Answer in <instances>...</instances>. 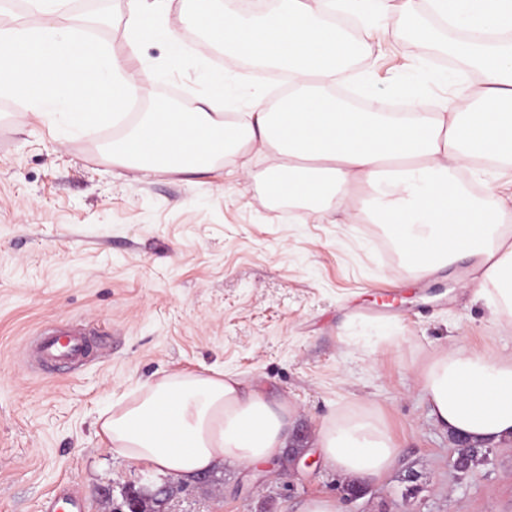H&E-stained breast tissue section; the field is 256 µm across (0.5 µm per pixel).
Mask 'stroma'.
<instances>
[{
	"mask_svg": "<svg viewBox=\"0 0 512 512\" xmlns=\"http://www.w3.org/2000/svg\"><path fill=\"white\" fill-rule=\"evenodd\" d=\"M353 73L392 101L419 70L421 50L353 24ZM166 63L139 104L177 88L194 109L206 94L201 50ZM121 132L92 126L67 138L29 103L0 97V512H46L63 491L89 512H128L130 491L170 484L173 512H298L310 498L338 512H512V439L454 468L455 444L427 417L417 375L456 345L512 352V323L457 288L456 272L413 279L382 229L329 210L292 224L262 181L232 156L203 174L139 172L112 163ZM79 322L104 337L80 370L43 374L28 343ZM378 327L377 335L365 333ZM232 372L287 401L305 461L224 467L170 481L115 457L98 428L113 400L172 374ZM372 412L397 447L392 468L348 495L355 480L328 468L312 443L326 417Z\"/></svg>",
	"mask_w": 512,
	"mask_h": 512,
	"instance_id": "35a3bbf8",
	"label": "stroma"
}]
</instances>
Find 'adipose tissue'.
I'll use <instances>...</instances> for the list:
<instances>
[{
	"label": "adipose tissue",
	"instance_id": "obj_1",
	"mask_svg": "<svg viewBox=\"0 0 512 512\" xmlns=\"http://www.w3.org/2000/svg\"><path fill=\"white\" fill-rule=\"evenodd\" d=\"M180 2L183 28L164 16ZM427 2L434 23L410 31L421 48L439 45L479 69L482 86L444 70L438 80L452 97L441 110L420 108L399 119L349 106L334 87L355 44L327 15L368 22L385 18L387 0H278L272 18L238 12L223 0H127L126 59L89 47V35L65 0H29L28 20L0 30V95L25 99L47 122L63 120L69 135L119 121L150 67L138 60L149 40L164 42L170 59L189 34L204 35L231 59L248 58L287 70L288 102L270 111L255 93L245 112L220 71L207 70L210 92L187 112L169 100L112 141V159L138 171L202 173L228 155L265 156L255 174L270 194H288L295 224L335 207L350 221L383 225L414 276L465 266L463 289L496 297V313L512 321V191L483 184L468 191L460 171L482 160L512 167V0H401L415 18ZM468 104L467 111L456 108ZM429 416L441 429L478 446L512 438V354L451 348L418 374ZM287 402H271L236 375L174 374L121 396L105 412L101 431L113 453L175 479L224 465L278 460L292 438ZM315 445L331 469L363 480L382 477L395 444L368 414L329 416Z\"/></svg>",
	"mask_w": 512,
	"mask_h": 512
}]
</instances>
